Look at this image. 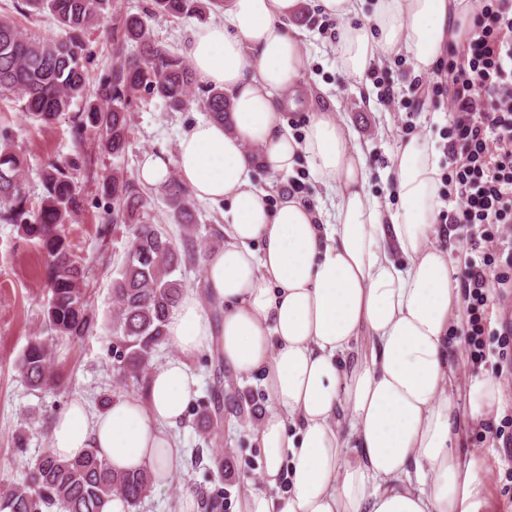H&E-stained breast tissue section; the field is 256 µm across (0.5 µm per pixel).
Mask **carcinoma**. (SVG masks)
<instances>
[{
	"instance_id": "obj_1",
	"label": "carcinoma",
	"mask_w": 512,
	"mask_h": 512,
	"mask_svg": "<svg viewBox=\"0 0 512 512\" xmlns=\"http://www.w3.org/2000/svg\"><path fill=\"white\" fill-rule=\"evenodd\" d=\"M111 0H16V8L54 17L59 33L42 40L28 38L9 17L0 15V94L11 93L24 102L26 116L50 124L83 103L77 117L79 134L96 136L103 153L120 158L131 134L130 108L141 91L160 99L171 112L188 105L196 83L193 71L174 50L155 42L150 18L179 19L224 8V0H152L145 15H128L122 25L124 46L111 73L102 79L95 97L88 96L86 36L100 28ZM205 106L209 118L220 122L231 111L224 90L209 89ZM24 162L14 151L11 136L0 135V221L17 226L19 236L36 243L46 258L51 297L46 322L58 336L80 340L92 327L91 294L82 265L70 253L66 226L80 209L81 188L75 177L78 160L50 163L42 171L44 197L37 209L27 206L23 191ZM112 199L114 229L127 235L126 255L112 279V338L121 379L147 394L150 362L167 343L168 317L186 289L176 272L205 259L200 225L194 222L192 191L172 176L160 188V197L179 235L155 222L150 196L130 179L121 165L100 183ZM49 344L33 336L23 351L19 367L33 389L56 387ZM235 394L234 381L217 369L206 401L198 405L197 430L210 444L224 437V397ZM154 478L150 467L117 471L88 449L72 460H60L48 448L24 471L20 484L0 493V512H102L114 496L129 512L150 495Z\"/></svg>"
}]
</instances>
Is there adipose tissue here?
I'll return each mask as SVG.
<instances>
[{
  "label": "adipose tissue",
  "mask_w": 512,
  "mask_h": 512,
  "mask_svg": "<svg viewBox=\"0 0 512 512\" xmlns=\"http://www.w3.org/2000/svg\"><path fill=\"white\" fill-rule=\"evenodd\" d=\"M299 6L226 0L223 22L193 28L184 56L229 95V121H198L175 159L150 153L139 169L157 185L177 167L196 198L227 202L224 243L204 260L221 322L184 292L166 326L178 354L154 369L147 399L100 412L74 399L53 419L49 448L62 460L95 448L113 469L147 466L165 485L180 459L173 431L198 389L189 361L216 341L232 373H262L268 397L254 433L264 486L246 487L237 512H479L476 477L454 447L448 336L460 290L437 245L439 156L418 139L398 141L393 209L368 191L364 154L335 113H310L294 137L282 113L305 68ZM319 6L339 19L332 51L357 78L399 47L430 71L449 29L474 9L472 0ZM302 159L336 192L333 223L296 196L270 206L254 183Z\"/></svg>",
  "instance_id": "obj_1"
}]
</instances>
